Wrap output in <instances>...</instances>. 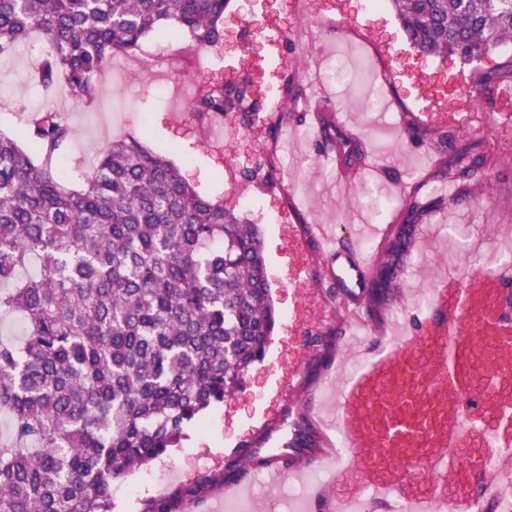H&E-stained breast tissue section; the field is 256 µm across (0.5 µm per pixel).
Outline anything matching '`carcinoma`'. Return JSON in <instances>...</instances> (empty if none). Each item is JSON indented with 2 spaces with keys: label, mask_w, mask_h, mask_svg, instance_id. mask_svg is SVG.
I'll list each match as a JSON object with an SVG mask.
<instances>
[{
  "label": "carcinoma",
  "mask_w": 512,
  "mask_h": 512,
  "mask_svg": "<svg viewBox=\"0 0 512 512\" xmlns=\"http://www.w3.org/2000/svg\"><path fill=\"white\" fill-rule=\"evenodd\" d=\"M411 44L474 62L512 41V0H391ZM228 0H0V57L36 36L28 71L48 96L62 86L93 105L112 60L162 26L217 50ZM248 78L203 80L198 117L257 111ZM32 157L0 132V317L18 314L21 343L0 340V512H112V483L180 444L213 405L243 388L276 324L264 243L221 201L199 195L166 157L137 139L112 146L71 188L55 162L71 140L62 111L30 115ZM457 152L433 178L471 176ZM402 219L372 269L366 298L390 294L425 205ZM286 447H317L301 416ZM269 463L240 448L223 477Z\"/></svg>",
  "instance_id": "obj_1"
}]
</instances>
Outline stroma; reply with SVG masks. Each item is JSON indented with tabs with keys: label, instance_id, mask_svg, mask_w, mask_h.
<instances>
[{
	"label": "stroma",
	"instance_id": "obj_1",
	"mask_svg": "<svg viewBox=\"0 0 512 512\" xmlns=\"http://www.w3.org/2000/svg\"><path fill=\"white\" fill-rule=\"evenodd\" d=\"M348 30L347 39L327 41L325 20ZM279 30L289 51H276L259 39L260 31ZM224 47L213 58L244 77L239 60H264L271 77L256 83L259 97L277 99V71L294 74L300 85L321 84L333 92L335 110L351 114L365 151L382 159L391 179L383 187L389 200L382 214L366 209L363 194L373 177L358 176L348 194H341L335 167L323 163L311 149L289 151L283 128L270 121L241 125L235 116L222 126H208L189 110L199 80L206 74L189 50L188 37L162 29L146 37V44L164 48L156 60L138 53L107 68L103 93L96 108L74 107L67 91L51 102L63 110L74 131L56 168L66 185L77 184L88 156L105 150L112 141L129 136L171 159L196 191L224 201L250 223L264 240L271 294L278 320L266 355L246 378L235 397L214 406L191 425L180 448L146 469L112 485L114 512H145L155 499L171 497L200 485L206 512H225L227 501L219 478L240 445L265 452L282 447L307 399L336 409L342 377L325 375L328 362L344 356L337 310L339 300L320 283L327 265L316 245L306 240L304 227L317 222L350 230L359 236L366 258H374L376 231L400 209L394 177H408L423 168L424 147L447 137L456 148L492 151L499 165L492 176H477L462 186L464 197L480 193L490 200L482 207L433 209L423 217L430 232L420 260L397 273L398 290L380 307L377 318L408 322L412 304L432 288L435 272L445 265L443 240L452 224H468L476 240L494 237L500 224L512 225V101L488 100L476 87L478 75L501 70L512 61V43L500 46L467 64L454 57L426 56L406 40L389 6L371 0H232L224 14ZM348 64L349 77L337 81L331 71L337 60ZM32 60L26 48L0 58V132L29 147L26 119L49 100L27 83ZM386 80L395 99L390 108L370 107L378 80ZM287 159L288 171L309 197L307 206L294 208V195L277 189L246 187L244 170L278 165ZM370 456L351 450L338 463L335 477L321 486L331 499L363 497ZM250 499L258 512H293L295 493L310 494L312 482L288 478L270 484L262 473L249 477Z\"/></svg>",
	"mask_w": 512,
	"mask_h": 512
}]
</instances>
